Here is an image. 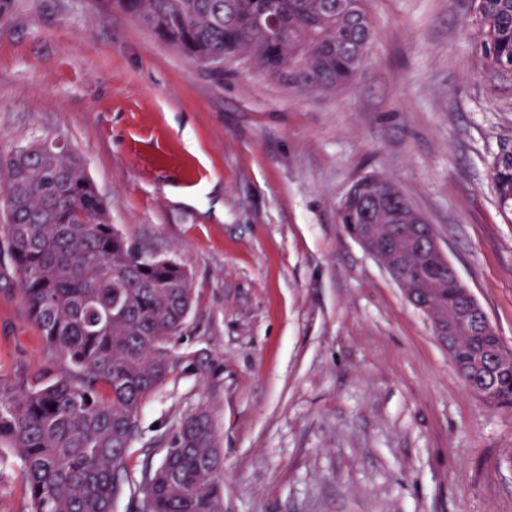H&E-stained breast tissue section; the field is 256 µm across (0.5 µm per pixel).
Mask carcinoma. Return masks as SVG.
<instances>
[{
  "mask_svg": "<svg viewBox=\"0 0 512 512\" xmlns=\"http://www.w3.org/2000/svg\"><path fill=\"white\" fill-rule=\"evenodd\" d=\"M370 0H275L288 37L256 23L267 0H113L191 63L212 72L246 57L298 90L347 86L372 43ZM497 87L512 91V0H482L470 23ZM503 209L512 213V149L493 163ZM7 250L31 319L54 351L55 370L18 395L0 393V447L20 461L31 512H114L147 396L174 370L170 339L181 334L195 292L188 271L145 253L112 224L84 163L42 139L13 154L0 188ZM389 178L369 175L338 212L346 232L391 213L415 220ZM400 271L426 289L439 318L463 308L458 283L434 258L401 244ZM501 338L455 337L450 356L487 406L512 410V362ZM55 409H50V406ZM222 458L209 415L184 419L160 465L142 469V512H224Z\"/></svg>",
  "mask_w": 512,
  "mask_h": 512,
  "instance_id": "1",
  "label": "carcinoma"
}]
</instances>
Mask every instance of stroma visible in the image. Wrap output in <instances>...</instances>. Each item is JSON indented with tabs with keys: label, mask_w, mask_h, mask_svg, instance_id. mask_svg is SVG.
<instances>
[{
	"label": "stroma",
	"mask_w": 512,
	"mask_h": 512,
	"mask_svg": "<svg viewBox=\"0 0 512 512\" xmlns=\"http://www.w3.org/2000/svg\"><path fill=\"white\" fill-rule=\"evenodd\" d=\"M471 5L371 0L368 56L324 92L252 61L207 73L109 0H14L0 178L18 148L66 143L118 231L197 294L115 512L141 503L144 464L202 409L224 512H512V412L468 391L426 314L337 222L357 179H392L512 347V223L491 177L512 94L460 30ZM51 357L0 280V392ZM0 512H30L19 464L0 466Z\"/></svg>",
	"instance_id": "stroma-1"
}]
</instances>
